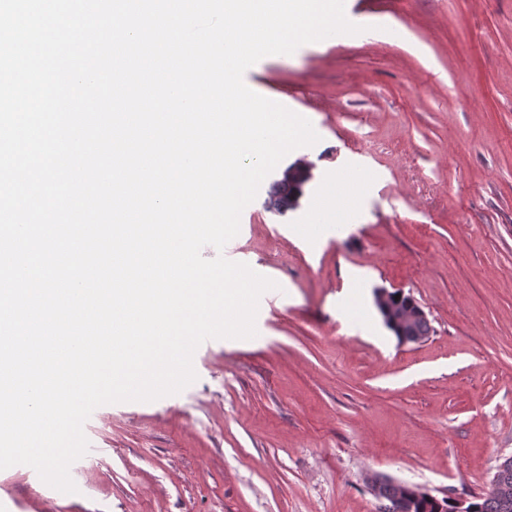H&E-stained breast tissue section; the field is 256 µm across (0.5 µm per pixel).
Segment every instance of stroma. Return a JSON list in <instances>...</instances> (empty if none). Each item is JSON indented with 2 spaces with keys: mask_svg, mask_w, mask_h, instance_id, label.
I'll use <instances>...</instances> for the list:
<instances>
[{
  "mask_svg": "<svg viewBox=\"0 0 512 512\" xmlns=\"http://www.w3.org/2000/svg\"><path fill=\"white\" fill-rule=\"evenodd\" d=\"M363 33L270 55L244 79L320 140L300 205L243 211L240 262L277 282L250 340L205 341L197 379L84 424L78 491L0 470V512H380L367 475L489 490L512 455V0H345ZM351 214L303 228L327 184ZM402 290L433 331L399 343ZM377 297L379 304L385 305L388 318L397 326L404 327L412 319L427 317L425 311L415 301L411 305L404 307L392 305L390 302V292L386 290L378 291Z\"/></svg>",
  "mask_w": 512,
  "mask_h": 512,
  "instance_id": "1",
  "label": "stroma"
}]
</instances>
